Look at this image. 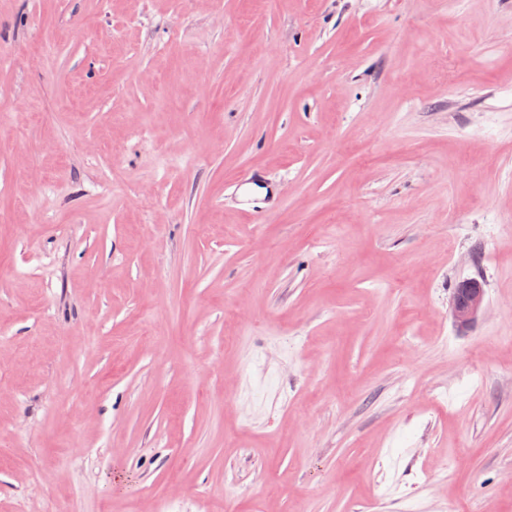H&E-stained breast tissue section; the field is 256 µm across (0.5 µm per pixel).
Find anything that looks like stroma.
<instances>
[{"instance_id":"obj_1","label":"stroma","mask_w":512,"mask_h":512,"mask_svg":"<svg viewBox=\"0 0 512 512\" xmlns=\"http://www.w3.org/2000/svg\"><path fill=\"white\" fill-rule=\"evenodd\" d=\"M0 512H512V0H0ZM484 299V289L478 282H464L452 298L451 315L455 323L461 327L470 324L483 308Z\"/></svg>"}]
</instances>
